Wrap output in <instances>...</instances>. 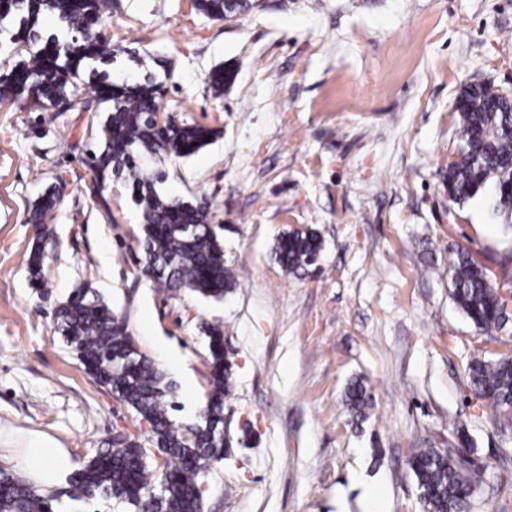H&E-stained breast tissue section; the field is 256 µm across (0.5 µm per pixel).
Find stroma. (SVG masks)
I'll use <instances>...</instances> for the list:
<instances>
[{
	"instance_id": "obj_1",
	"label": "stroma",
	"mask_w": 512,
	"mask_h": 512,
	"mask_svg": "<svg viewBox=\"0 0 512 512\" xmlns=\"http://www.w3.org/2000/svg\"><path fill=\"white\" fill-rule=\"evenodd\" d=\"M210 19L194 0H112L103 37L130 48L114 79L165 76L177 119L220 130L167 165V192L207 199L236 279L223 301L166 293L134 263L138 213L122 181L94 196L86 114L0 102V470L22 476L29 434L74 465L149 427L91 378L51 324L52 304L91 283L139 350L173 380L177 421L210 390L203 323H221L234 387L233 448L200 475L204 512H421L408 461L459 445L484 468L470 512H512V427L475 396L468 367L512 355V228L485 194L457 205L442 177L458 151L455 102L469 84L512 96V0H251ZM236 73L223 97L208 74ZM63 183L47 218L51 299L28 284L38 194ZM311 228L323 250L285 274L277 237ZM469 251L507 304L503 329L477 330L455 304L448 257ZM362 380L368 420L345 393Z\"/></svg>"
}]
</instances>
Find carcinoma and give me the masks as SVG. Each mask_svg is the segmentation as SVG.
Segmentation results:
<instances>
[{"instance_id":"obj_1","label":"carcinoma","mask_w":512,"mask_h":512,"mask_svg":"<svg viewBox=\"0 0 512 512\" xmlns=\"http://www.w3.org/2000/svg\"><path fill=\"white\" fill-rule=\"evenodd\" d=\"M198 9L214 19L249 11L250 0H197ZM112 0H0V50L21 59L8 68L0 64V102H20L29 112H53L61 104L69 112H88L95 129L97 152L89 169L93 188L103 195L112 179L131 191L142 225L135 264L142 274L168 291L190 290L220 301L235 287L224 260V242L211 224V207L165 192L163 163L189 157L209 145L220 131L180 121L175 115L157 123L164 83L148 74L127 83L110 79L96 64L110 63L125 48L112 45L97 32L110 13ZM235 79L222 65L209 74L213 96L219 98ZM462 146L448 163L443 182L448 199L463 204L491 189L494 215L512 224V99L484 84L466 86L458 98ZM60 191L49 186L34 202L28 222L45 226ZM322 241L315 233L291 229L273 246L277 263L287 274L300 275L316 264ZM47 259L43 241L35 238L27 265L32 288L48 298L43 277ZM451 295L479 330L499 328L506 321L504 303L491 287L486 270L471 253L458 249L448 262ZM52 322L86 372L106 387L150 427V442L170 457L159 484L145 482L146 455L134 440H115L68 479L62 491H39L24 480L0 472V512H58L62 496L91 503L97 497L120 499L135 512H202L197 478L224 459L222 429L224 397L232 388V363L224 353L219 323H205L208 338L210 391L192 423L174 419L175 386L133 341L124 318L86 283L53 306ZM472 391L512 420V356L493 362L477 359L468 369ZM346 405L357 419L367 417L371 396L364 383L352 381ZM410 468L424 512H469L479 480V467L463 459L457 448H418Z\"/></svg>"}]
</instances>
